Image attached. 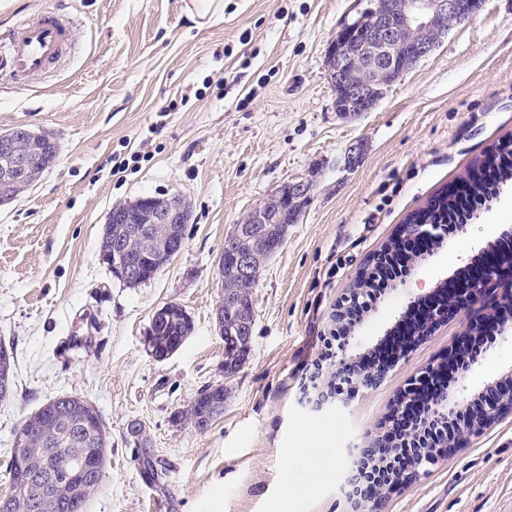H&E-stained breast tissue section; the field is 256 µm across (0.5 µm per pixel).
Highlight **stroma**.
<instances>
[{"label":"stroma","instance_id":"stroma-1","mask_svg":"<svg viewBox=\"0 0 512 512\" xmlns=\"http://www.w3.org/2000/svg\"><path fill=\"white\" fill-rule=\"evenodd\" d=\"M368 0H224L198 25L191 0H11L0 30L51 7L74 25L51 72L0 78V132L52 135L56 161L0 205V340L15 356L0 400V497L21 420L62 393L84 397L111 435L105 477L87 512H352L341 491L345 451L380 431L394 400L488 312L487 301L415 343L380 385L345 408L302 403L336 303L406 217L475 158L512 136V0H486L385 90L369 112L336 110L327 51ZM360 147L349 163L351 147ZM311 200L252 290L250 352L224 378L215 312L224 239L289 183ZM178 195L189 207L181 253L130 287L102 264L115 205ZM512 227V185L419 261L367 313L349 356L368 352L408 303L433 292ZM182 305L194 329L168 358L146 339L154 312ZM95 312L85 352L59 358L60 339ZM512 369V334L469 374L467 405ZM224 381V412L200 431L178 417L203 386ZM302 460L287 469L289 451ZM512 506V413L428 473L395 488L383 512H506Z\"/></svg>","mask_w":512,"mask_h":512}]
</instances>
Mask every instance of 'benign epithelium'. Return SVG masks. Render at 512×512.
<instances>
[{
    "label": "benign epithelium",
    "instance_id": "1",
    "mask_svg": "<svg viewBox=\"0 0 512 512\" xmlns=\"http://www.w3.org/2000/svg\"><path fill=\"white\" fill-rule=\"evenodd\" d=\"M461 12L458 0H375L354 20L353 25L363 27L371 24L364 53L354 60L364 75L363 81L353 88L345 90L346 98L336 104V110L344 116H358L364 112L363 102L372 96V76L395 68L407 54L419 61L430 55L448 35L450 26L446 19ZM351 62L341 56H334V50L328 51L327 71L331 84L344 82V70ZM49 138L43 132H35L24 126L15 127L0 133V154L6 163L0 165V201L10 200L11 189L15 184L27 179L40 165L41 149L38 142ZM276 197L283 202L291 199L307 202L311 198V186L305 181L288 184V188L278 190ZM138 204L151 207L154 224H186L189 220L188 207L179 196L142 197ZM440 233L437 224H404L398 238L406 241L424 239L431 241ZM184 242L174 238L168 253L162 258H144L128 256L125 261L112 265V273L122 280L142 275L141 262L153 264V271L165 266L178 255ZM253 254H241L236 259L232 273L240 281H247L253 274ZM501 272L500 255H494L493 262L480 275L469 279L466 294L457 302L448 300V305L431 313V326L455 319L461 309L477 302L491 282ZM479 357L474 356L462 366L455 385L449 394L439 398L433 414L436 418L448 416L455 399L464 392V382ZM386 371L368 369L359 372L349 381L348 388L339 394L327 391L324 379L316 375L311 388L316 393V404L323 405L331 399L343 406L348 405L357 395L358 389L379 384ZM490 393L488 404L483 410L482 421H470L454 438L453 445H462L467 438L480 430V426L489 424L498 416L512 412V374L502 376L485 387ZM378 439L365 440L349 449V478H354L358 460L365 455H378Z\"/></svg>",
    "mask_w": 512,
    "mask_h": 512
}]
</instances>
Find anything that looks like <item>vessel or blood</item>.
<instances>
[{"label": "vessel or blood", "instance_id": "b4317fda", "mask_svg": "<svg viewBox=\"0 0 512 512\" xmlns=\"http://www.w3.org/2000/svg\"><path fill=\"white\" fill-rule=\"evenodd\" d=\"M71 43L67 18L48 9L36 11L0 36V74L25 80L50 71Z\"/></svg>", "mask_w": 512, "mask_h": 512}]
</instances>
